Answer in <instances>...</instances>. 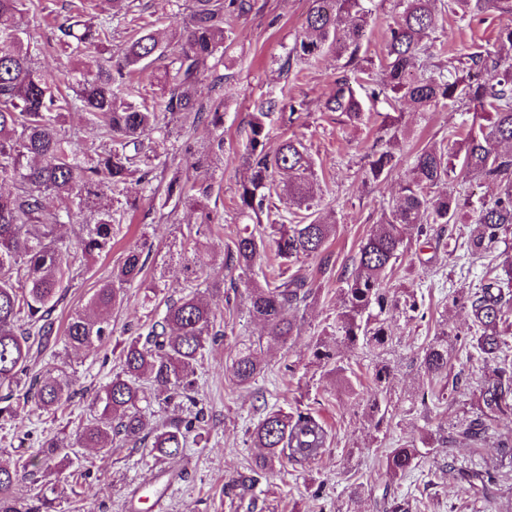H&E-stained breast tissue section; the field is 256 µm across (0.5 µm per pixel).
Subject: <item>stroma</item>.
I'll return each instance as SVG.
<instances>
[{"mask_svg": "<svg viewBox=\"0 0 512 512\" xmlns=\"http://www.w3.org/2000/svg\"><path fill=\"white\" fill-rule=\"evenodd\" d=\"M253 9L239 19L226 42L220 68L224 82V183L216 199L224 215V236L216 240L219 252L206 267L211 280H234L231 295L212 297L213 331L197 370L198 408H185L184 417L203 409L204 439H189L182 456L157 460L132 445L115 442L112 449H77L70 471L48 469L36 478L20 481L17 496L29 501L46 493L55 512H130L133 490L146 480L162 476L173 490L163 512H381L383 488L408 500L411 512H512V462L498 454L500 439L512 438V417L491 420L484 440L472 443L463 434L480 412V389L492 377L494 364L468 355L466 338L471 320L454 294L460 288L478 287L484 262L466 251L471 227L448 225L440 244H411L398 261L387 286L395 299L414 291L422 300L418 313L394 308L389 320L393 344L376 356L358 347L347 357L356 373L343 382L312 362V345L342 311L341 278L351 271L360 242L380 219V206L395 199L406 180L409 157L421 147L447 140L449 131L472 116L460 109L417 112L410 106L391 107L383 98L373 100L360 90L365 115L362 123L349 125L335 112L322 108L323 93L338 74L334 55H324L311 66L292 65L288 75L278 68L305 21L307 0H252ZM187 0H135L133 16L157 21L159 27L182 28L187 19ZM512 24V15H483L459 22L447 18L433 33L445 56L473 51H495L499 27ZM277 98L281 106L303 103L300 119L290 127L278 116L266 125L269 146L295 136L315 161L321 206L333 211L336 235L330 244L333 268L317 274V262L302 261V269L314 275L315 297L301 310V334L288 344L265 346L264 370L246 388L233 385L231 362L237 343L262 336V326L245 309L247 277H231L224 267L223 251L231 247L239 229L232 198L237 181L238 156L247 139L248 122L261 100ZM399 110L397 135L403 140V161L390 176L377 182L363 179L366 156L377 137L384 135V118ZM150 201L139 212L125 216L116 228L109 254L83 261L81 273L71 281L55 315L57 327H65L71 313L83 307L99 282L111 275L126 250L149 232L153 248L144 280L133 283L125 301L112 316V338L89 351L70 352L67 372L81 397L71 411L43 412L35 404L25 406L14 421L0 420V460L26 462L35 459L43 438L73 432L83 421L98 415L92 399L119 367L112 353L115 340L130 327L146 324L150 311H164L168 302L185 292L182 280L163 276L169 245L175 231L193 223L188 209H180L170 221L158 223L150 216ZM447 335L452 351L448 393L434 404L421 405L418 397L429 381L420 367L423 347L436 336ZM387 363L393 372L378 404L365 401L375 369ZM291 412L309 410L331 434L322 457L312 464L275 465L259 474V449L250 445V431L265 408ZM411 445L424 449L418 468L432 474V486L410 479L390 481L385 457L395 448ZM471 471H497L498 480L488 495L465 494L456 475L442 470L443 460Z\"/></svg>", "mask_w": 512, "mask_h": 512, "instance_id": "35a3bbf8", "label": "stroma"}]
</instances>
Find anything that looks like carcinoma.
Wrapping results in <instances>:
<instances>
[{
    "mask_svg": "<svg viewBox=\"0 0 512 512\" xmlns=\"http://www.w3.org/2000/svg\"><path fill=\"white\" fill-rule=\"evenodd\" d=\"M94 0H75L54 26L53 42L77 56L68 73L37 66L25 39L41 26L42 10L29 0H0V419L12 420L18 408L35 401L43 410L64 412L74 402L66 370L57 376H27L34 344L54 335L53 312L63 288L74 279L76 255L93 258L112 248L114 211L136 212L150 193L152 207L163 211L183 206L193 211L194 226L182 235L176 260L168 271L183 280L189 292L166 306L148 327L130 331L119 352L120 370L96 394L100 417L75 432L42 442L39 455L49 465L72 447L106 449L122 439L148 449L157 459L183 454L189 436H201L203 411L185 419L172 413L152 423L145 407L158 400L197 405L195 376L205 344L212 336L214 313L209 296L224 283L202 280L210 257L206 240L219 232L223 216L210 206L217 180L224 178V74L219 66L224 43L236 20L253 8L250 0H192L188 22L179 31L153 25L140 27L112 55V21L130 12L129 0H106L111 13L100 17ZM366 0H309L306 25L288 50L280 70L293 61L310 63L326 53L343 61L341 71L323 98V107L351 124L362 121L357 88L372 99L408 103L418 112L461 105L473 112L461 139L447 145H426L413 156L409 178L396 203L381 206V216L362 240L354 270L342 279L344 311L334 333L315 341L313 363L345 373L343 351L362 345L381 354L394 334L385 317L397 305L387 280L415 237L449 224L473 225L468 251L481 258L512 230V62L491 53L473 52L441 60L429 36L445 16L460 18L491 13L512 15V0H399L402 12L388 28L379 57L381 74L360 65L368 40L372 10ZM176 42L180 49L169 55ZM147 76L162 94L151 107L137 102L142 85L132 76ZM208 82L216 98L205 104L199 88ZM276 101L259 104L249 123L233 206L243 227L224 257L225 268L253 271L272 236L277 265L252 279L246 312L284 344L300 335L297 312L309 306L315 291L309 278L286 267L303 258L318 260L327 273L328 245L336 232L332 213L318 210L314 161L294 138L267 149L265 119ZM68 112H83L93 127L88 139L65 130ZM177 121L208 137L201 147L190 141L169 142V125ZM153 147L144 151V139ZM401 141L381 137L367 154L366 179L388 177L399 163ZM462 158V173L473 180L497 182L501 190L475 205L435 188L449 182ZM168 180L163 195L151 189L156 171ZM283 204H273L272 197ZM81 224L84 234L70 239L62 229ZM151 256L141 241L130 247L112 276L100 283L87 302L69 318L61 343L64 349L91 348L112 337V311L120 307L126 287L140 279ZM471 319L469 347L485 362L502 363L481 388L483 416L469 422L464 433L480 442L487 419L512 414V366L507 362L503 325L512 318V264L491 268L479 286L461 296ZM261 343H238L231 365L232 381L251 385L263 369ZM448 337L435 338L423 351L420 365L430 381V394L444 397L448 378ZM329 433L309 411L267 412L250 433L251 446L265 455L262 468L287 458L318 460ZM419 448H396L386 469L394 480L419 466ZM19 469L0 463V512H52L45 495L27 506L15 495ZM466 491H487L489 472H459Z\"/></svg>",
    "mask_w": 512,
    "mask_h": 512,
    "instance_id": "obj_1",
    "label": "carcinoma"
}]
</instances>
